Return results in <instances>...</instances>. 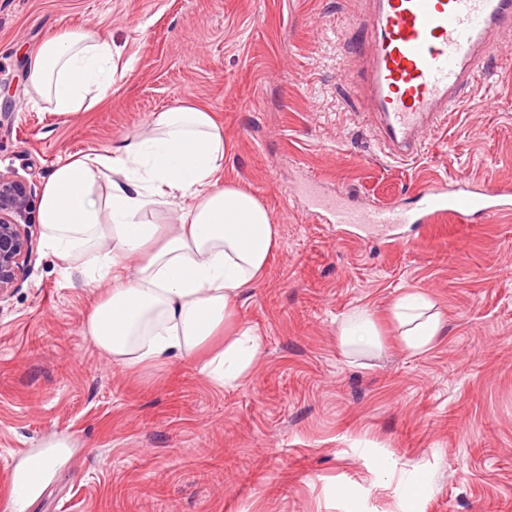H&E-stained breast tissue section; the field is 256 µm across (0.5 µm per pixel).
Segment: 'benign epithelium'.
<instances>
[{
    "label": "benign epithelium",
    "mask_w": 512,
    "mask_h": 512,
    "mask_svg": "<svg viewBox=\"0 0 512 512\" xmlns=\"http://www.w3.org/2000/svg\"><path fill=\"white\" fill-rule=\"evenodd\" d=\"M31 197L26 181L0 171V297L16 287L32 258L25 225Z\"/></svg>",
    "instance_id": "benign-epithelium-1"
}]
</instances>
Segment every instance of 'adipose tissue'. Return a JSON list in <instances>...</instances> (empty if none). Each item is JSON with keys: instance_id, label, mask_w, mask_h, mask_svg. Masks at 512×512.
<instances>
[{"instance_id": "1", "label": "adipose tissue", "mask_w": 512, "mask_h": 512, "mask_svg": "<svg viewBox=\"0 0 512 512\" xmlns=\"http://www.w3.org/2000/svg\"><path fill=\"white\" fill-rule=\"evenodd\" d=\"M111 43L94 33L62 30L29 61V81L55 115L68 117L101 102L119 69ZM231 146L211 112L179 105L155 113L137 135L109 149L58 163L39 203L46 248L86 281L111 277L112 286L84 321V334L113 364L131 371L158 368L171 357L200 358V371L219 386L247 378L262 349L253 328H230L237 306L260 279L279 247L280 231L261 200L221 180ZM110 191L100 195V182ZM174 221L155 224L158 206ZM402 345L434 346L443 319L419 293L392 308ZM348 356L381 346L367 309H351L337 329ZM69 454L48 443L20 466L35 483L14 484L13 505L40 490Z\"/></svg>"}]
</instances>
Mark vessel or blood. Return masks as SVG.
I'll use <instances>...</instances> for the list:
<instances>
[{"label":"vessel or blood","mask_w":512,"mask_h":512,"mask_svg":"<svg viewBox=\"0 0 512 512\" xmlns=\"http://www.w3.org/2000/svg\"><path fill=\"white\" fill-rule=\"evenodd\" d=\"M372 19L348 29L361 50V81L379 125L386 156L407 161L462 101L512 36V0H371ZM312 207L332 211L336 226L354 225L395 243L405 224H459L512 210V185L455 177L426 184L418 204L366 205L346 194L312 195Z\"/></svg>","instance_id":"obj_1"}]
</instances>
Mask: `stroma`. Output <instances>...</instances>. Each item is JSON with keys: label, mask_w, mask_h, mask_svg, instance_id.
<instances>
[{"label": "stroma", "mask_w": 512, "mask_h": 512, "mask_svg": "<svg viewBox=\"0 0 512 512\" xmlns=\"http://www.w3.org/2000/svg\"><path fill=\"white\" fill-rule=\"evenodd\" d=\"M366 0H0V171L41 194L61 158L102 151L191 101L223 125V180L258 194L280 246L237 320L262 336L249 377L214 386L194 360L133 372L83 333L110 281L85 284L43 245L0 300V512L9 467L72 449L24 512H512V214L336 234L301 189L412 204L424 183H512V39L414 161L385 156L357 57L336 33ZM61 29L134 59L115 92L70 117L30 90L28 61ZM410 291L445 317L412 354L388 320ZM365 307L385 345L345 357L337 324Z\"/></svg>", "instance_id": "1"}]
</instances>
